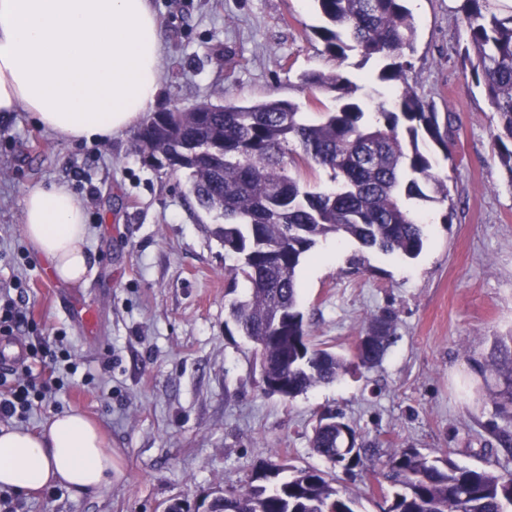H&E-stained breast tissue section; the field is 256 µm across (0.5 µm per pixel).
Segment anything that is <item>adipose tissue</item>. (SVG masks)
Wrapping results in <instances>:
<instances>
[{"mask_svg":"<svg viewBox=\"0 0 512 512\" xmlns=\"http://www.w3.org/2000/svg\"><path fill=\"white\" fill-rule=\"evenodd\" d=\"M163 39L150 0H0V113H34L71 138L111 137L153 110ZM24 234L57 280L83 281L89 227L66 187L24 198ZM102 428L72 410L40 431L0 429V486L27 494L63 486L96 495L112 485Z\"/></svg>","mask_w":512,"mask_h":512,"instance_id":"ef3b65f1","label":"adipose tissue"}]
</instances>
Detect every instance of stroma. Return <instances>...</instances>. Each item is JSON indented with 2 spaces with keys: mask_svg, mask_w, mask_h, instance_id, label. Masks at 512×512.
Returning a JSON list of instances; mask_svg holds the SVG:
<instances>
[{
  "mask_svg": "<svg viewBox=\"0 0 512 512\" xmlns=\"http://www.w3.org/2000/svg\"><path fill=\"white\" fill-rule=\"evenodd\" d=\"M163 31V112L230 99L296 102L307 121L336 107L327 89L302 90L310 71H373L350 53L338 62L315 31L312 0H151ZM459 0H407L417 22L413 85L451 114L456 167L440 162L454 211L427 208L421 253L403 258L351 238L318 241L299 270L300 309L320 347L352 355L365 316H391L395 339L381 365L293 400L265 394L252 344L229 316L249 284L215 233L216 215L194 207L185 173L157 170L135 151V129L71 140L32 113L0 116V279L28 291L34 337H62L78 366L73 385L26 428L78 408L105 429L114 450L112 488L77 495L54 488L23 495V512H162L239 489L268 463L332 466L311 445L329 409L382 454L395 448L450 452L463 466L512 472L505 422L488 368L512 337V181L492 151L495 117L463 55ZM67 186L91 228L84 282L50 277L23 232L33 188ZM98 313L94 338L75 314Z\"/></svg>",
  "mask_w": 512,
  "mask_h": 512,
  "instance_id": "1",
  "label": "stroma"
}]
</instances>
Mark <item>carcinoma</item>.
<instances>
[{
    "mask_svg": "<svg viewBox=\"0 0 512 512\" xmlns=\"http://www.w3.org/2000/svg\"><path fill=\"white\" fill-rule=\"evenodd\" d=\"M329 26L318 35L324 52L344 59L356 51L363 62L383 63L378 79L395 88L393 99L374 90L378 102L364 111L363 86L341 72H311L304 88L336 92L340 105L318 123L304 119L290 100L250 105L226 101L189 111L155 112L141 125L135 150L140 157L185 152L177 166L190 179L196 208L224 218L217 228L224 251L236 256L229 271L251 284L250 295L234 302L230 318L252 342L263 378L281 381L294 398L338 380L353 367L381 362L394 326L374 314L358 337L352 358L312 343L299 310L297 269L319 239L353 238L366 248L407 257L423 246V212L441 205L452 214L448 177L435 172L429 144L454 161L450 121L416 93L410 73L416 23L405 0H314ZM498 0H460L466 22L465 58L496 116L492 142L499 164L512 180V6ZM204 144L224 145V156L189 155ZM333 174L334 186L311 192L288 163ZM499 383L492 392L502 416L512 422V346L500 342L491 370ZM314 451L346 474L371 462L379 443L365 440L339 413L319 417L311 438ZM274 480L256 476L224 498L212 512H357V500L336 488L327 474L300 469L289 477L270 464ZM381 512H512V474L461 466L451 458L417 448H397L383 464Z\"/></svg>",
    "mask_w": 512,
    "mask_h": 512,
    "instance_id": "cac0c4a2",
    "label": "carcinoma"
}]
</instances>
